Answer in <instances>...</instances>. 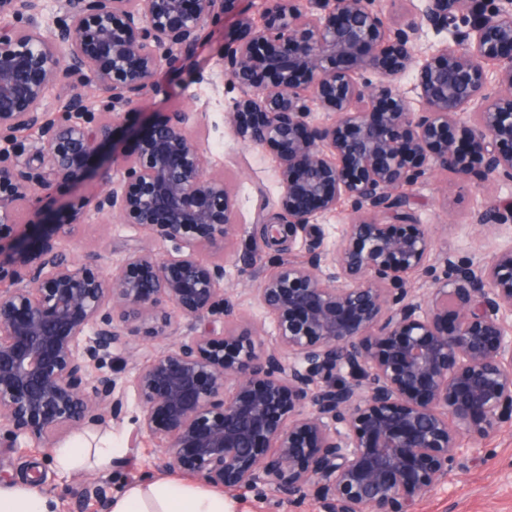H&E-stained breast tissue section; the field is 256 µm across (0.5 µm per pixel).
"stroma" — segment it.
<instances>
[{
    "label": "stroma",
    "instance_id": "stroma-1",
    "mask_svg": "<svg viewBox=\"0 0 512 512\" xmlns=\"http://www.w3.org/2000/svg\"><path fill=\"white\" fill-rule=\"evenodd\" d=\"M239 35V29L225 26L217 31L211 43L164 72L160 92L148 97L129 114L113 141L104 143L91 167L57 186L51 197L44 200L42 209L48 214L55 213L61 202L78 194L101 191L119 181L120 174L111 163L113 150L136 151L139 146L136 131L155 113L177 110L187 113L190 129H202L207 135L210 171L224 175L237 193L240 227L235 249L224 258V289L238 300L242 319L269 331L272 322L254 301L261 270L250 264V243L257 233L253 222L256 211L263 205L274 208L280 194L276 177L278 150L273 146L250 148L234 136L225 121V112L238 95L232 84L216 89L194 79L200 69L220 71L221 46ZM408 192L413 197L419 222L432 225L434 229L431 255L434 266H441L448 255L477 262L491 251L512 244V227L477 223L478 216L489 209L494 200L512 202V181L484 183L475 179L464 186L452 175L436 172L409 187ZM350 212L349 202H340L335 211L319 218L316 229L297 234L289 244L288 257L303 263L314 251L330 255L343 225L349 221ZM149 239V233L143 229L92 214L86 217L80 233L62 240L61 246L80 262L87 261L91 254H99L98 266L105 272L122 259L127 243ZM138 413L136 402H129L122 418L107 428L113 444L121 448L123 456L129 457L128 467L100 468L90 463L64 472L56 467L52 454L34 449L12 454L6 468V484L25 483L32 472L39 471L44 476L39 491L53 498L55 512H104L95 497L87 495L88 481L104 482L108 497H116L138 483L139 472L152 469L161 452L156 441L138 434L134 422ZM461 444L467 449L463 464L449 471L447 481L426 495L418 503L416 512H512V423L500 424L485 437L462 435ZM226 500L232 512H320L315 498L292 506L261 490L230 493Z\"/></svg>",
    "mask_w": 512,
    "mask_h": 512
}]
</instances>
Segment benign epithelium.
Instances as JSON below:
<instances>
[{"instance_id":"obj_1","label":"benign epithelium","mask_w":512,"mask_h":512,"mask_svg":"<svg viewBox=\"0 0 512 512\" xmlns=\"http://www.w3.org/2000/svg\"><path fill=\"white\" fill-rule=\"evenodd\" d=\"M242 2L64 0L45 33L41 0H0L12 20L0 28V448L102 429L131 393L138 432L162 445L158 472L288 503L313 496L321 512H414L463 452L461 434L512 421V245L477 265L443 259L417 300L407 284L429 269L433 230L404 192L436 171L512 180V0H421L392 20L380 0H265L259 25ZM230 14L249 35L196 79L227 78L236 138L279 150L277 212L255 213V256L351 205L329 261L282 260L262 276L273 349L224 292L237 198L208 171L186 113H163L135 152L112 154L111 190L61 221L30 219ZM424 26L456 29L458 48L419 51ZM410 71L417 109L397 87ZM65 80L98 86L99 111L78 91L42 110ZM463 114L465 137H448ZM24 129L41 133L35 161L20 160ZM90 211L170 248L136 243L107 275L75 262L59 241ZM478 222L511 223L512 206ZM175 312L192 335L121 383L102 371L131 338L171 335Z\"/></svg>"}]
</instances>
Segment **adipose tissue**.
Segmentation results:
<instances>
[{"label":"adipose tissue","instance_id":"adipose-tissue-1","mask_svg":"<svg viewBox=\"0 0 512 512\" xmlns=\"http://www.w3.org/2000/svg\"><path fill=\"white\" fill-rule=\"evenodd\" d=\"M53 501L25 485L0 487V512H53ZM111 512H227L223 494L156 481L129 487Z\"/></svg>","mask_w":512,"mask_h":512}]
</instances>
